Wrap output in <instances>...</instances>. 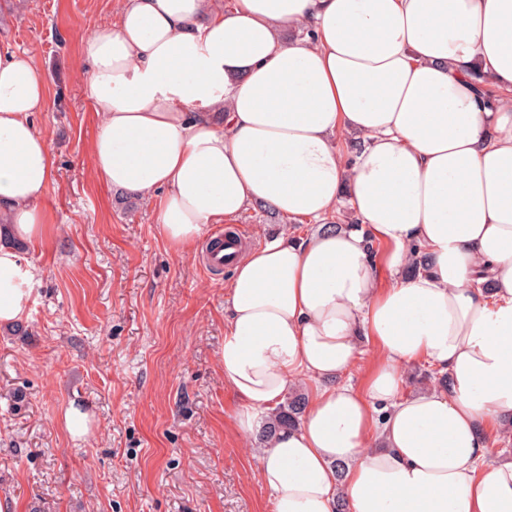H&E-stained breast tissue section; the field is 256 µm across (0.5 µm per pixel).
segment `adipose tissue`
Masks as SVG:
<instances>
[{
  "mask_svg": "<svg viewBox=\"0 0 512 512\" xmlns=\"http://www.w3.org/2000/svg\"><path fill=\"white\" fill-rule=\"evenodd\" d=\"M80 54L94 172L160 193L171 247L261 202L319 225L247 251L226 285L240 430L309 384L301 423L254 450L271 512H512L486 437L512 422V0H122ZM46 85L0 49L1 326L35 287L16 244L48 231ZM344 200L355 225L328 224ZM420 360L448 384L405 395Z\"/></svg>",
  "mask_w": 512,
  "mask_h": 512,
  "instance_id": "1",
  "label": "adipose tissue"
}]
</instances>
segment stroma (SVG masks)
<instances>
[{
	"mask_svg": "<svg viewBox=\"0 0 512 512\" xmlns=\"http://www.w3.org/2000/svg\"><path fill=\"white\" fill-rule=\"evenodd\" d=\"M120 0H0V47L47 77L35 125L51 141L48 233L23 246L30 309L0 327V504L7 512H269L242 406L224 384V284L205 253L172 249L156 207L93 174L100 117L81 37ZM249 244L287 230L272 209L239 219ZM76 406L89 432L75 439ZM65 428L73 438H81L88 434L87 415L75 406H69L64 414Z\"/></svg>",
	"mask_w": 512,
	"mask_h": 512,
	"instance_id": "stroma-1",
	"label": "stroma"
}]
</instances>
